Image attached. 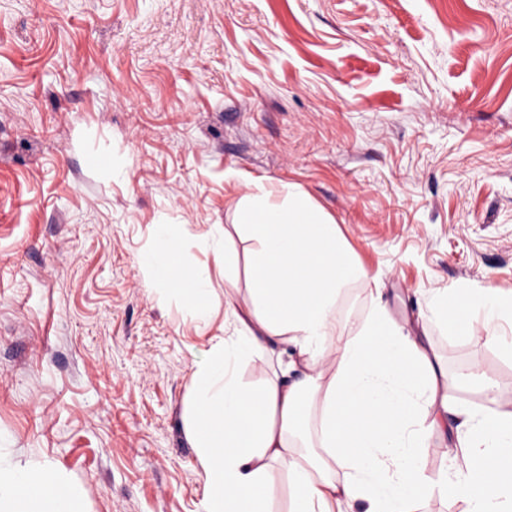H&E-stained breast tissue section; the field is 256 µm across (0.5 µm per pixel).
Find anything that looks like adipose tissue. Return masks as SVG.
Returning a JSON list of instances; mask_svg holds the SVG:
<instances>
[{"instance_id": "obj_1", "label": "adipose tissue", "mask_w": 512, "mask_h": 512, "mask_svg": "<svg viewBox=\"0 0 512 512\" xmlns=\"http://www.w3.org/2000/svg\"><path fill=\"white\" fill-rule=\"evenodd\" d=\"M236 221L253 241L251 309L225 305L235 336L212 348L194 374L187 430L206 475L207 512H271L269 471L288 474L289 512H414L430 486L426 440L444 414L459 424L440 485L464 512H512V412L493 400L498 381L479 366L462 374L486 396L479 409L454 405L452 382L432 347L405 333L384 307L360 332L336 334V299L364 269L336 233V222L304 192L276 196L263 185L239 201ZM154 285L181 292L206 312L210 291L171 250L145 260ZM450 335L494 341L512 326V293L480 285L435 295ZM273 378L259 388L242 362ZM313 427L317 447L305 449ZM0 512H81L79 492L50 466H0Z\"/></svg>"}]
</instances>
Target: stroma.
Instances as JSON below:
<instances>
[{
	"mask_svg": "<svg viewBox=\"0 0 512 512\" xmlns=\"http://www.w3.org/2000/svg\"><path fill=\"white\" fill-rule=\"evenodd\" d=\"M256 183L299 186L366 270L338 335L382 305L512 411V334L430 308L512 291V0H0V462L53 465L83 512H206L185 416L249 301ZM163 228L206 316L148 283ZM454 443L424 450L429 512L462 510ZM459 290L435 294L434 310L451 336L485 335L488 342H495L497 334L491 331L503 322L512 330V293H495L478 284Z\"/></svg>",
	"mask_w": 512,
	"mask_h": 512,
	"instance_id": "1",
	"label": "stroma"
}]
</instances>
